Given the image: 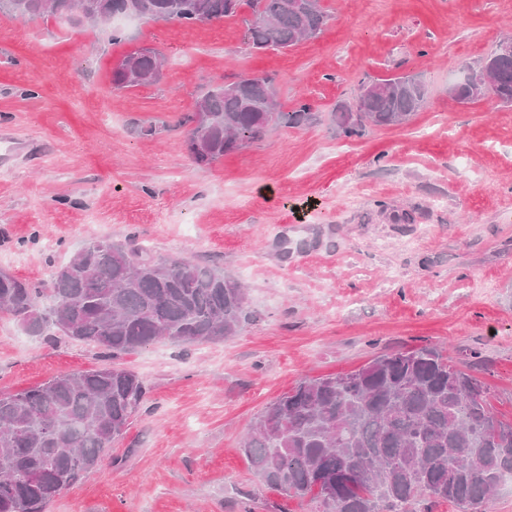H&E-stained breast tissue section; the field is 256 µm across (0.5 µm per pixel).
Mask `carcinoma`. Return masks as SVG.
Segmentation results:
<instances>
[{
    "label": "carcinoma",
    "mask_w": 512,
    "mask_h": 512,
    "mask_svg": "<svg viewBox=\"0 0 512 512\" xmlns=\"http://www.w3.org/2000/svg\"><path fill=\"white\" fill-rule=\"evenodd\" d=\"M248 6L247 44L255 52L316 38L328 21L321 0H0V13L63 22L118 17L184 26L234 17ZM162 55L142 48L112 68L115 90L155 85ZM473 79L449 94L461 103L489 97L512 104V56L494 50ZM274 77L238 76L183 114L184 144L207 167L261 139L271 125L299 128L310 106L277 107ZM427 104L406 74L364 84L344 108L346 137L365 126H398ZM198 112L208 113L195 125ZM0 312L41 336L52 329L99 348L104 357L165 338L220 342L249 319L245 288L224 271L187 258H156L132 242L93 239L39 287L0 272ZM147 388L136 373L104 364L61 373L0 394V512H46L47 505L95 468L123 436ZM251 468L288 496L316 495L319 512H459L487 507L512 475V425L499 420L487 389L437 348L423 345L372 359L343 375L305 378L270 403L243 442Z\"/></svg>",
    "instance_id": "obj_1"
}]
</instances>
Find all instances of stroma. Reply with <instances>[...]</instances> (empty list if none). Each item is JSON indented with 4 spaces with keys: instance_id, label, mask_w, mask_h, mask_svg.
<instances>
[{
    "instance_id": "stroma-1",
    "label": "stroma",
    "mask_w": 512,
    "mask_h": 512,
    "mask_svg": "<svg viewBox=\"0 0 512 512\" xmlns=\"http://www.w3.org/2000/svg\"><path fill=\"white\" fill-rule=\"evenodd\" d=\"M322 4L319 37L262 54L246 7L190 27L141 20L117 44L107 25L0 16V269L40 285L88 240L133 235L223 269L251 312L230 339L108 361L0 313V393L106 362L148 386L123 438L47 512H317L254 474L244 434L300 380L399 349L467 363L512 424V105L448 94L512 33V0ZM143 47L164 56L161 81L113 91V66ZM264 73L313 121L198 167L181 116L216 80ZM406 73L425 109L339 134L363 84ZM144 122L161 132L139 136Z\"/></svg>"
}]
</instances>
